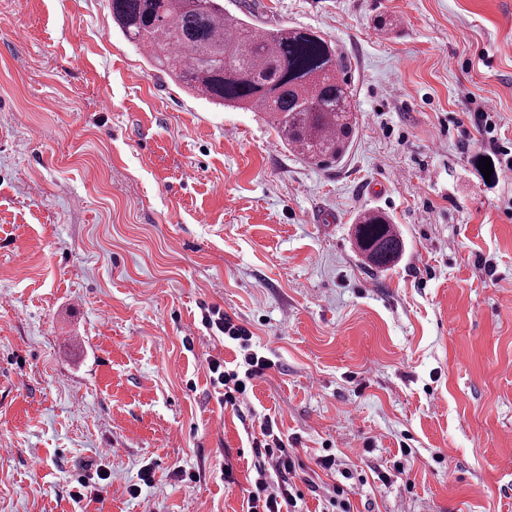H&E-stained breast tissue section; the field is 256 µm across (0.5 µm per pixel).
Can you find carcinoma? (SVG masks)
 Wrapping results in <instances>:
<instances>
[{
	"instance_id": "obj_1",
	"label": "carcinoma",
	"mask_w": 512,
	"mask_h": 512,
	"mask_svg": "<svg viewBox=\"0 0 512 512\" xmlns=\"http://www.w3.org/2000/svg\"><path fill=\"white\" fill-rule=\"evenodd\" d=\"M120 32L151 63L215 105L265 112L277 139L314 165L342 160L357 126L336 47L291 26L258 31L222 0H109ZM355 241L369 265L397 261L403 241L390 218L366 211Z\"/></svg>"
}]
</instances>
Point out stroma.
Segmentation results:
<instances>
[{"mask_svg": "<svg viewBox=\"0 0 512 512\" xmlns=\"http://www.w3.org/2000/svg\"><path fill=\"white\" fill-rule=\"evenodd\" d=\"M224 6L335 45L341 162L175 84L109 0H0V512H246L265 416L313 482L302 512L337 485L354 512H512V171L482 175L467 119L488 106L512 141V0ZM367 210L404 242L385 270L356 246ZM203 302L275 363L236 412ZM84 462L108 478L77 503Z\"/></svg>", "mask_w": 512, "mask_h": 512, "instance_id": "35a3bbf8", "label": "stroma"}]
</instances>
